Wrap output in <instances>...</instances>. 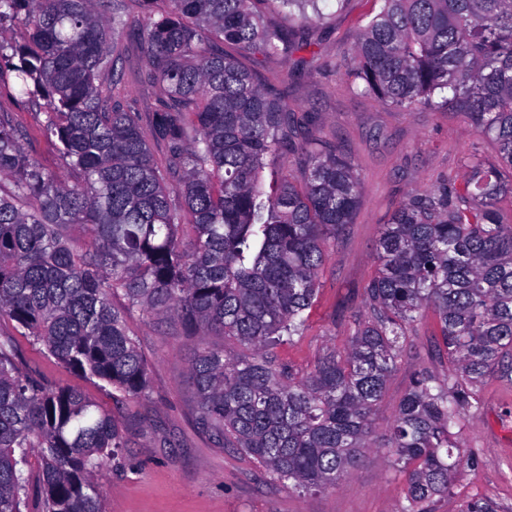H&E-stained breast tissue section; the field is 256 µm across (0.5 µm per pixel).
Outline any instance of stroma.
I'll list each match as a JSON object with an SVG mask.
<instances>
[{
	"label": "stroma",
	"instance_id": "obj_1",
	"mask_svg": "<svg viewBox=\"0 0 512 512\" xmlns=\"http://www.w3.org/2000/svg\"><path fill=\"white\" fill-rule=\"evenodd\" d=\"M321 8L322 17L300 28L306 49L248 62L266 88L318 114L319 135L355 161L362 186L352 224L328 249L306 333L279 350L284 361L304 369L327 350L347 348L352 320L365 309V287L378 267L377 242L395 209L412 192L440 180L462 182L471 148L486 163L497 161L493 144L478 137L462 114L438 106L403 111L357 91L342 61L367 15L377 10L376 0H345L341 6L323 0ZM45 109V102L19 95L12 78L0 79V110L26 128L27 153L61 174L59 153L38 130L37 115ZM128 329L149 365V393L136 403L113 399L111 390L69 371L28 337L16 339L27 366L52 385L90 394L122 422L127 446L98 479L104 512H399L404 479L386 466L378 446L415 373L448 371L433 313L415 323L387 381L375 413L373 447L328 491L297 490L265 475L240 450L214 445L195 424L189 369L196 344L174 326L136 313ZM480 395L478 407L462 411L458 434L471 459L448 494L433 499L430 512H459L462 501L475 495L491 496L512 512V384L490 377Z\"/></svg>",
	"mask_w": 512,
	"mask_h": 512
}]
</instances>
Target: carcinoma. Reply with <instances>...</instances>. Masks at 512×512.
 <instances>
[{
	"label": "carcinoma",
	"instance_id": "carcinoma-1",
	"mask_svg": "<svg viewBox=\"0 0 512 512\" xmlns=\"http://www.w3.org/2000/svg\"><path fill=\"white\" fill-rule=\"evenodd\" d=\"M134 2L0 0V64L20 94L46 98L42 135L76 179L30 159L22 126L0 112V322L134 399L149 373L126 313L177 320L201 345L190 368L197 428L319 491L367 447L409 329L430 308L448 374L414 376L384 443L406 475L401 512H428L470 459L452 441L461 411L478 407L486 379L512 377V224L498 208L512 182L472 151L462 183L413 193L379 239L346 352L301 372L277 349L303 334L361 183L351 159L315 138L317 114L297 115L243 58L306 48L266 14L298 23L318 0ZM378 2L346 58L364 93L405 111L440 94L512 168V0ZM125 38L142 50L138 82L164 90L147 129L126 91ZM297 148L295 171L265 182L269 161ZM211 332L241 352L207 346ZM125 446L115 415L23 370L15 336L0 331V512H23L33 479L38 512H102L98 473ZM459 512L499 506L473 496Z\"/></svg>",
	"mask_w": 512,
	"mask_h": 512
}]
</instances>
